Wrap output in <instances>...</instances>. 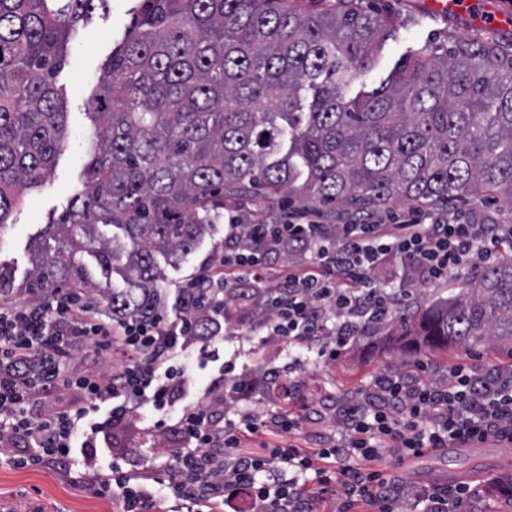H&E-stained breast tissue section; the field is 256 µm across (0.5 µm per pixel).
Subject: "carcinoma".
<instances>
[{
	"instance_id": "1",
	"label": "carcinoma",
	"mask_w": 512,
	"mask_h": 512,
	"mask_svg": "<svg viewBox=\"0 0 512 512\" xmlns=\"http://www.w3.org/2000/svg\"><path fill=\"white\" fill-rule=\"evenodd\" d=\"M93 2L0 0V231L64 147L55 78ZM310 3L139 0L94 97L87 192L45 230L58 247L35 251L31 286L98 291L113 316L149 318L157 256L191 252L226 199L288 194L357 212L462 196L512 206V53L422 47L351 96L395 22L352 0ZM83 253L125 287L100 288ZM409 341L512 353V258L428 308Z\"/></svg>"
}]
</instances>
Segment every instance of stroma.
Masks as SVG:
<instances>
[{"mask_svg":"<svg viewBox=\"0 0 512 512\" xmlns=\"http://www.w3.org/2000/svg\"><path fill=\"white\" fill-rule=\"evenodd\" d=\"M137 4L138 0H107L105 6L96 7L68 45L66 61L56 77L68 112L66 145L55 159L52 174L40 187L24 192L21 205L12 216V225L0 232V259L10 265L14 291L23 297L34 295L28 285L34 249L54 244L44 233L47 224L58 222L86 190L85 168L97 132L86 102L98 89L104 66L122 42ZM362 4L366 9L391 14L396 30L386 41L377 67L357 80L356 86L361 90L378 87L400 57L412 49L426 47L441 54L464 39L512 45V29L487 26L468 12L456 16L434 12L426 0H362ZM223 239L224 221L218 218L186 258L163 265L157 291L161 310L171 314L180 311L185 281L197 271L217 266L214 247ZM256 315L253 308L228 309L227 322L240 328L241 333L224 340L223 345L225 358L235 359L238 366L258 377L257 387L241 401L240 408L261 415L273 414L280 408L279 400L261 381L268 369L297 361L305 382L304 393L311 400L328 393L353 396L365 391L378 373L396 369L400 349L406 343L401 336L379 332L361 337L354 348L335 362L323 364L318 362L315 351L305 346L284 341L262 342L257 336L247 335L249 322ZM185 354L191 378L189 399L194 402L219 381L223 366L212 361L193 341L188 342ZM152 424L150 413L144 410L126 425L105 431L97 441L99 463L116 461L130 473L148 472L158 464L162 453L180 444L175 428L160 433ZM83 471L79 460L72 465L67 480L51 465L38 469L0 467V512H31L36 505L41 512H118V502L94 494L80 482ZM394 471L414 483L441 479L471 481L488 474L503 478L512 475V446L491 441L451 454L433 452L395 465Z\"/></svg>","mask_w":512,"mask_h":512,"instance_id":"obj_1","label":"stroma"}]
</instances>
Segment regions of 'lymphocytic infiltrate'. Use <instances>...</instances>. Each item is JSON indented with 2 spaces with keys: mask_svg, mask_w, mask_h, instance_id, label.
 Here are the masks:
<instances>
[{
  "mask_svg": "<svg viewBox=\"0 0 512 512\" xmlns=\"http://www.w3.org/2000/svg\"><path fill=\"white\" fill-rule=\"evenodd\" d=\"M512 241L511 224H483L474 213L412 208L386 223L379 214L344 224L299 215L285 224L267 220L224 225V263L202 271L183 287L179 320L163 312L147 319L102 318L85 300L53 288L28 302L0 292V467L56 464L69 476V461L85 450L83 484L119 498L122 512H145L154 495L118 463L101 466L88 453L106 426L149 406L163 410L186 385L174 360L182 340L213 343L226 335L230 303L261 294L263 315L252 328L272 338L314 348L322 363L336 361L367 332L393 319L414 292L380 287L376 271L399 258L419 285L445 284L490 260ZM293 248L294 261L276 265L272 254ZM206 316L208 334L198 330ZM106 354L117 365L106 375L74 372L77 348ZM413 375L375 376L369 389L347 398L326 395L307 401L303 383L266 373L288 407L270 417L243 413L230 419L255 378L224 363L222 389L212 400L183 409L182 447L166 453L149 481L169 484L205 512H232L247 500L249 512H398L414 501L420 512H474L478 488L461 481L411 485L383 467L397 460L490 439L512 444V372L491 366L478 371L453 364L444 382ZM77 392L81 406L66 402ZM330 421L334 436L316 446L295 438L312 418ZM278 437L265 453L246 451L249 438Z\"/></svg>",
  "mask_w": 512,
  "mask_h": 512,
  "instance_id": "f902f5d3",
  "label": "lymphocytic infiltrate"
}]
</instances>
